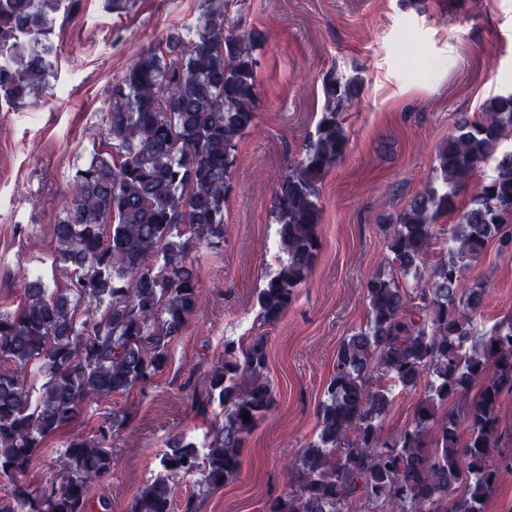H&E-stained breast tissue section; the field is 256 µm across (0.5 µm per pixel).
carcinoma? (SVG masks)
<instances>
[{
  "label": "carcinoma",
  "instance_id": "1",
  "mask_svg": "<svg viewBox=\"0 0 512 512\" xmlns=\"http://www.w3.org/2000/svg\"><path fill=\"white\" fill-rule=\"evenodd\" d=\"M60 2L0 0V48L24 22L33 34L29 49L0 68L5 101L21 104L44 83ZM203 2L195 38L168 33L112 89L104 119L112 150L76 170L73 199L53 225V263L67 284L28 280L24 302L0 312V362L15 369L0 372V480L11 485L0 512H87V479L110 471L112 438L129 413L114 412L91 436L68 440L57 479L39 489L24 480L35 450L90 397L124 394L164 369L171 343L200 306L190 252L199 243L224 248L228 181L256 118V59L253 37L229 33L230 0ZM356 93L333 72L323 78L325 109L275 193L286 261L259 290L265 324L288 310L317 259L319 183L345 153L342 112ZM511 132L512 94H499L462 116L438 148L435 181L396 217L388 238L395 273L367 279V320L337 350L317 438L288 468L291 489L266 512H352L357 500L366 512H485L501 474L512 471V453L497 452L500 402L512 393V315L477 331L486 289L462 283L489 243L512 255V147L502 146ZM486 165L491 174L459 210L467 178ZM457 210L458 222L443 230L445 253L427 267L436 223ZM83 304L94 310L81 319ZM267 367L263 337L246 347L224 341V363L212 368L197 401L200 413L217 404L224 418L210 417L203 447L173 435L159 473L127 512H174L172 485L186 475H199L210 491L239 473L247 437L274 404ZM34 368L45 377L38 387ZM421 384L412 423L381 436L393 391ZM476 386L475 398L465 400ZM451 400L459 404L430 446L438 410Z\"/></svg>",
  "mask_w": 512,
  "mask_h": 512
}]
</instances>
